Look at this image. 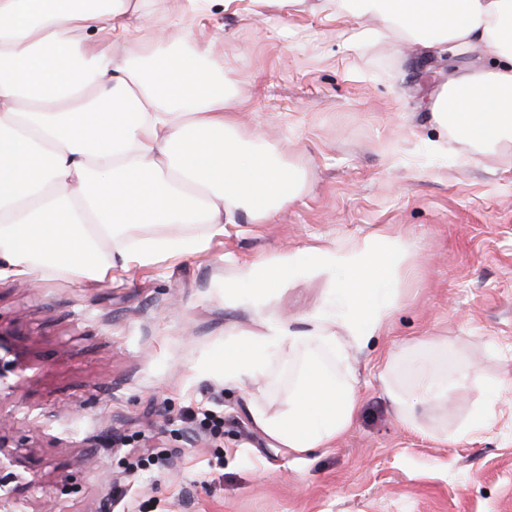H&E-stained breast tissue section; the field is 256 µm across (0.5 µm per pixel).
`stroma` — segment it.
I'll return each mask as SVG.
<instances>
[{
	"label": "stroma",
	"instance_id": "35a3bbf8",
	"mask_svg": "<svg viewBox=\"0 0 512 512\" xmlns=\"http://www.w3.org/2000/svg\"><path fill=\"white\" fill-rule=\"evenodd\" d=\"M317 5L256 17L251 0H214L194 22L243 136L304 167V195L266 224L238 215L207 253L112 282L0 279V329L28 364L0 394V476L25 512H512V151L470 166L430 152L435 87L478 58L349 48ZM373 236L404 239L408 255L387 329L356 356L353 425L313 454L274 452L246 393L207 366L259 314L300 320L334 282L291 278L257 308L224 285L288 249ZM387 361L403 387L421 361L448 387L416 405V429L378 379ZM491 387L486 427L459 436ZM207 416L222 432L197 427Z\"/></svg>",
	"mask_w": 512,
	"mask_h": 512
}]
</instances>
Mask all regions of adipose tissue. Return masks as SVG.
<instances>
[{"label": "adipose tissue", "instance_id": "obj_1", "mask_svg": "<svg viewBox=\"0 0 512 512\" xmlns=\"http://www.w3.org/2000/svg\"><path fill=\"white\" fill-rule=\"evenodd\" d=\"M326 20L370 16L351 45L394 36L437 54H474L430 103L438 138L463 163L512 148V0H320ZM143 0H0V278L63 275L102 283L135 264L202 254L245 213L268 222L307 190L300 165L243 139L238 105L206 49L183 32L180 53L165 29L146 40ZM139 50H132V43ZM408 247L369 237L349 247L279 253L239 281L260 298L296 276H328L336 299L306 327L266 317L260 333L224 343L214 362L245 390L248 411L273 447L294 455L328 448L354 422V350L384 327L397 295L391 273ZM296 367L279 411L261 380L271 354ZM381 379L403 426L416 402L442 395L421 377L407 400L391 370Z\"/></svg>", "mask_w": 512, "mask_h": 512}]
</instances>
